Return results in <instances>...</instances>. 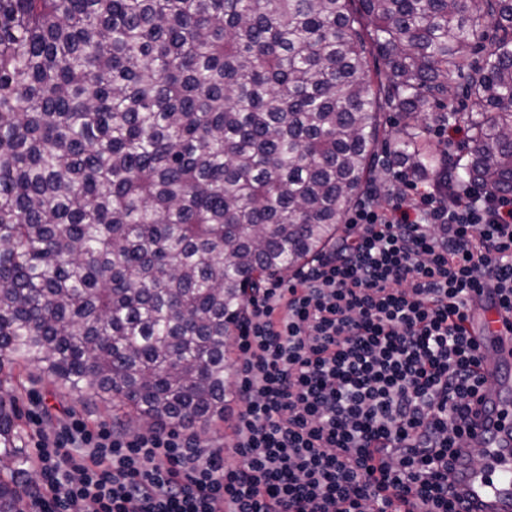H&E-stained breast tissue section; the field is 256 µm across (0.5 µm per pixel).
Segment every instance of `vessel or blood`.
<instances>
[{
    "label": "vessel or blood",
    "instance_id": "1",
    "mask_svg": "<svg viewBox=\"0 0 512 512\" xmlns=\"http://www.w3.org/2000/svg\"><path fill=\"white\" fill-rule=\"evenodd\" d=\"M464 325L486 356L483 400L475 404V427L453 472L465 512H512V313L489 291L476 296ZM484 457L474 463L471 451Z\"/></svg>",
    "mask_w": 512,
    "mask_h": 512
}]
</instances>
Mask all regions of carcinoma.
Returning a JSON list of instances; mask_svg holds the SVG:
<instances>
[{
  "label": "carcinoma",
  "instance_id": "1",
  "mask_svg": "<svg viewBox=\"0 0 512 512\" xmlns=\"http://www.w3.org/2000/svg\"><path fill=\"white\" fill-rule=\"evenodd\" d=\"M455 84L468 110L431 116ZM385 110L392 165L512 192V0H0V370L224 420L248 293L336 246ZM431 119L467 128L451 165ZM21 441L0 398V512Z\"/></svg>",
  "mask_w": 512,
  "mask_h": 512
}]
</instances>
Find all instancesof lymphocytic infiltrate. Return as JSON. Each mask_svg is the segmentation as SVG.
I'll use <instances>...</instances> for the list:
<instances>
[{
    "label": "lymphocytic infiltrate",
    "instance_id": "lymphocytic-infiltrate-1",
    "mask_svg": "<svg viewBox=\"0 0 512 512\" xmlns=\"http://www.w3.org/2000/svg\"><path fill=\"white\" fill-rule=\"evenodd\" d=\"M344 224L233 328L231 453L73 415L34 445L29 512H459L451 458L482 367L464 309L489 286L512 311V193L396 168Z\"/></svg>",
    "mask_w": 512,
    "mask_h": 512
}]
</instances>
